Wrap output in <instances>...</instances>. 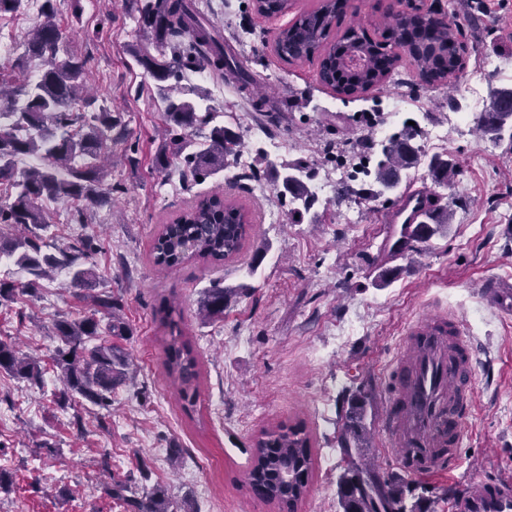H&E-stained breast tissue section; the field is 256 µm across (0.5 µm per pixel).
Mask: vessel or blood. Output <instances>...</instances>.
I'll use <instances>...</instances> for the list:
<instances>
[{
  "label": "vessel or blood",
  "instance_id": "obj_1",
  "mask_svg": "<svg viewBox=\"0 0 512 512\" xmlns=\"http://www.w3.org/2000/svg\"><path fill=\"white\" fill-rule=\"evenodd\" d=\"M429 207L421 193L399 202L390 229L394 254H401ZM476 362L457 319L429 317L413 325L404 351L390 366L391 399L383 428L396 445L400 471L428 475L453 465L454 448L463 432L472 402ZM454 512H512V482L481 485L459 495Z\"/></svg>",
  "mask_w": 512,
  "mask_h": 512
}]
</instances>
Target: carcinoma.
<instances>
[{"instance_id":"1","label":"carcinoma","mask_w":512,"mask_h":512,"mask_svg":"<svg viewBox=\"0 0 512 512\" xmlns=\"http://www.w3.org/2000/svg\"><path fill=\"white\" fill-rule=\"evenodd\" d=\"M252 2L258 14L268 17L285 14L291 7L289 0ZM130 8L153 30L157 51L153 55L144 47L131 49L137 63L160 82L157 92L166 138L155 153V168L164 172L175 163L194 181L224 170L229 159L240 152L241 139L231 128L214 123L215 109L189 99L181 82L188 79V73L207 69L245 89L251 83L250 75L234 51L224 50V43L191 0H130ZM348 9V0H319L314 9L300 13L279 29L274 38L275 52L290 64L318 60L320 82L352 98H360L384 84L404 57L420 80L432 86L448 84L463 70L462 46L457 40L459 28L448 24L446 13L417 8L389 13L379 23L381 42L354 25L332 38ZM40 10L43 20L29 37L28 57L17 59L14 69L25 72L32 59L46 58L49 66L34 80L0 82V185L11 189L6 200L0 202V224L21 231L14 238H0V255L15 257V262L32 276V287L51 273L67 269L71 285L88 292L93 315L79 320L60 319L54 324V337L58 340L55 362L64 383L58 402L63 406L77 395L93 406L107 409L112 404V392L126 383L129 356L117 344L104 341L90 347L88 342L104 333L130 335L121 316L122 304L112 293L96 291L95 274L78 264L80 257L95 249L94 237L79 235L65 249L48 250L43 233L50 224L43 203H68L71 221L76 224L85 223L88 209L111 203L112 193L122 191V187H102L108 143L126 141V128L121 113L105 104L96 107V99L84 95L87 60L70 55L59 58L63 43L53 0H43ZM77 101L92 111H73L71 104ZM506 117L512 118V88H497L489 110L480 113L475 124L488 140L501 143ZM206 126L210 127L207 141H193L194 132ZM26 156L38 158L40 164L19 170L18 163ZM424 158L432 180L448 186L456 174L455 164L448 156L435 154L428 158L414 135H391L380 144L373 169L366 171L374 184L359 190L343 185L336 189V199L359 195L371 201L392 193L400 185L401 172L419 166ZM268 167L275 178L282 180L289 216L301 217L314 206L317 196L307 184L311 174L305 167L284 165L279 170L272 162ZM451 216L448 205L435 206L429 223L419 230L423 240L442 234ZM251 231L250 216L244 207L219 193L206 194L162 225L151 242L150 256L155 266L166 270L177 269L191 259L225 261L241 252ZM236 293V288L212 283L200 302L203 317H224V306ZM99 314L107 318L106 324H101ZM156 315L169 329L164 368L183 410L193 413L199 397L198 358L183 339L182 316L176 307L164 303ZM0 371L35 384L42 377L39 360L23 356L16 347L2 342ZM366 418V395L360 392L351 398L338 441L347 460V469L338 481L341 512H428L427 493L431 489L411 487L394 476L385 477L362 459L359 448L366 435ZM312 472L309 432L301 423L280 424L261 430L257 436L244 482L261 495L263 502L297 512L308 492ZM126 490L127 484L118 482L112 496L124 498L134 512H170L163 489L156 487L140 497L125 498Z\"/></svg>"}]
</instances>
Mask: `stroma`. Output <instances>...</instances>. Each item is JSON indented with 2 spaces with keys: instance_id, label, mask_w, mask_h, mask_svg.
I'll use <instances>...</instances> for the list:
<instances>
[{
  "instance_id": "35a3bbf8",
  "label": "stroma",
  "mask_w": 512,
  "mask_h": 512,
  "mask_svg": "<svg viewBox=\"0 0 512 512\" xmlns=\"http://www.w3.org/2000/svg\"><path fill=\"white\" fill-rule=\"evenodd\" d=\"M412 3L451 11L466 46L462 81L428 86L404 61L383 86L351 100L320 84L316 63L291 65L274 53V35L287 17H261L252 0H210L211 27L234 47L252 82L242 92L224 88L206 70L190 74L189 82L208 96L218 123L239 133L254 178L236 180L230 166L195 182L178 169L162 173L154 166L162 142L156 82L131 54L133 46L150 45L151 31L125 0H81L78 13L72 0H55L64 50L86 59L92 95L122 113L127 140L110 146L104 178L121 185L122 193L112 205L88 211L83 225L71 222L64 205L46 203L51 241L64 248L77 234L95 235L97 249L83 263L122 303L131 330L121 341L130 379L113 393L109 409L77 400L60 405L53 324L90 314L91 304L71 289L67 271L32 288L13 259L0 257V279L19 290L13 303L0 306V341L43 366L38 386L0 373V470L13 479L9 492L0 493V512H129L106 489L111 478L129 481L136 492L161 487L177 510L279 512L255 499L242 477L260 431L296 423L314 440V469L299 512H338L345 468L338 438L348 398L358 389L367 393L366 454L383 471L396 472L381 427L387 365L408 328L434 313L455 316L477 348L474 401L454 468L404 481L432 487V512H452L460 490L512 480V316L484 293L485 280L512 277V145L492 146L472 127L449 133L453 187L435 185L424 174L403 179L401 188L423 189L435 203L450 204L453 221L444 235L397 257L386 238L398 195L359 201L350 212L329 190L296 222L269 169L299 164L323 177L337 161L327 144L370 137L362 123L366 113L381 116L378 130L385 136L411 124L420 131L442 128L465 82H481L486 93L512 87V71L486 70L490 62L512 63V0H486L482 11L468 0H355V21L377 40L379 16L407 11ZM40 19L28 7L0 18V36L12 42L10 53H0V70L22 55ZM258 98L259 112L251 105ZM256 127L288 142V149L260 155ZM211 192L237 199L251 213L253 232L239 257L192 261L173 271L154 266L149 247L161 225ZM384 275L389 281L383 286ZM215 281L234 294L223 319L210 321L199 304ZM165 299L178 305L199 360L200 398L191 416L165 375L166 330L155 318ZM349 310L358 323L340 346L336 329ZM105 462L111 475L101 470Z\"/></svg>"
}]
</instances>
